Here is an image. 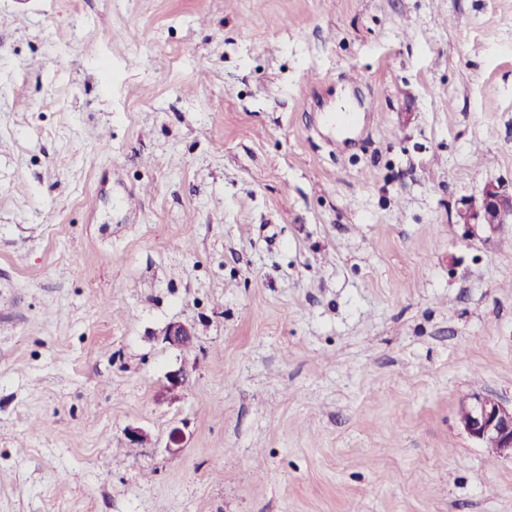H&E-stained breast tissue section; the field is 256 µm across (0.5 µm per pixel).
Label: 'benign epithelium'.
Returning <instances> with one entry per match:
<instances>
[{
  "label": "benign epithelium",
  "instance_id": "benign-epithelium-1",
  "mask_svg": "<svg viewBox=\"0 0 512 512\" xmlns=\"http://www.w3.org/2000/svg\"><path fill=\"white\" fill-rule=\"evenodd\" d=\"M481 198L483 205L480 208L471 207L467 197L459 199L454 223L473 234L479 225L494 232L512 222V190L489 182ZM164 340L182 350L194 344V334L188 326L175 323L166 328ZM458 425L481 445L492 442L503 453L512 449V405L506 406L497 398L476 393L463 401L458 412Z\"/></svg>",
  "mask_w": 512,
  "mask_h": 512
}]
</instances>
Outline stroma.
<instances>
[{
	"instance_id": "35a3bbf8",
	"label": "stroma",
	"mask_w": 512,
	"mask_h": 512,
	"mask_svg": "<svg viewBox=\"0 0 512 512\" xmlns=\"http://www.w3.org/2000/svg\"><path fill=\"white\" fill-rule=\"evenodd\" d=\"M489 182L512 0H0V512H512ZM481 198V208H472L468 197L459 199L455 209V224L462 225L475 235V228L479 225L494 232L504 224L512 222V186L509 191L500 184L489 182L485 185ZM194 338L191 328L181 323L169 325L164 332L165 342L181 350L192 346ZM458 425L471 439L481 445L493 442L496 449L512 448V405L506 406L489 395L473 394L461 403Z\"/></svg>"
}]
</instances>
